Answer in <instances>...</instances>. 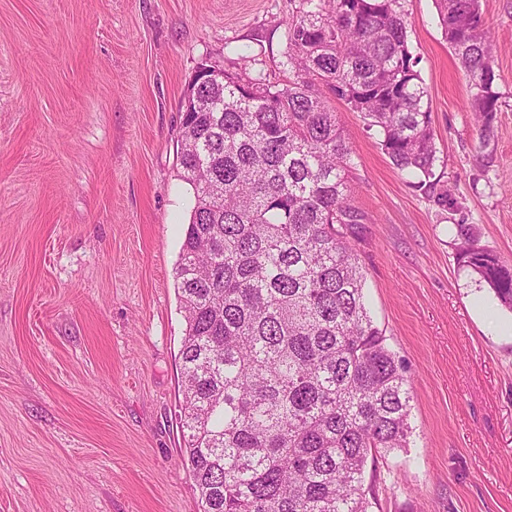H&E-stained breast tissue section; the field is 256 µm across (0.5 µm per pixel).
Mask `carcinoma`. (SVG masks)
Wrapping results in <instances>:
<instances>
[{"label": "carcinoma", "mask_w": 512, "mask_h": 512, "mask_svg": "<svg viewBox=\"0 0 512 512\" xmlns=\"http://www.w3.org/2000/svg\"><path fill=\"white\" fill-rule=\"evenodd\" d=\"M286 83L224 72L180 115L193 205L175 268L186 323L180 422L202 512H369L368 462L411 432L410 380L365 302L352 151L328 96L402 171L436 161L399 0H304ZM471 80L479 144L499 96L480 0H435ZM457 261L512 310V266L457 225Z\"/></svg>", "instance_id": "cac0c4a2"}]
</instances>
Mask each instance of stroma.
Here are the masks:
<instances>
[{
	"label": "stroma",
	"instance_id": "35a3bbf8",
	"mask_svg": "<svg viewBox=\"0 0 512 512\" xmlns=\"http://www.w3.org/2000/svg\"><path fill=\"white\" fill-rule=\"evenodd\" d=\"M399 3L432 116L429 185L332 102L367 218L366 299L413 397L372 512H512V311L456 260L467 224L512 264V0H481L499 94L484 147L434 0ZM306 8L0 0V512H200L179 428L180 103L203 61L281 78Z\"/></svg>",
	"mask_w": 512,
	"mask_h": 512
}]
</instances>
